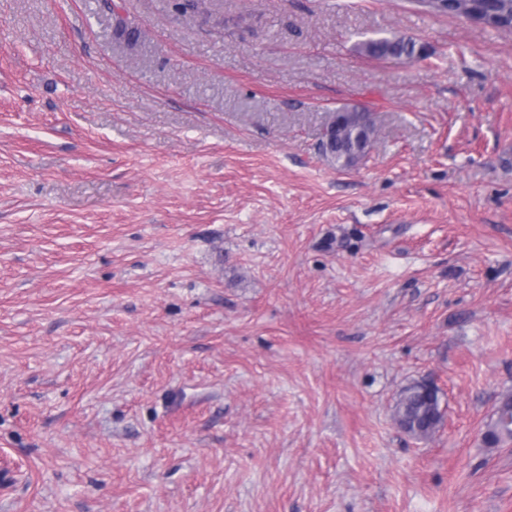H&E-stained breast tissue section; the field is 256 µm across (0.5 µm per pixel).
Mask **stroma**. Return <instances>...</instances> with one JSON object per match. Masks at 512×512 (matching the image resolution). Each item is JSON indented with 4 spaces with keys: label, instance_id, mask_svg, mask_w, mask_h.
Listing matches in <instances>:
<instances>
[{
    "label": "stroma",
    "instance_id": "obj_1",
    "mask_svg": "<svg viewBox=\"0 0 512 512\" xmlns=\"http://www.w3.org/2000/svg\"><path fill=\"white\" fill-rule=\"evenodd\" d=\"M115 2L0 0V512H512V32ZM365 54L372 59L413 58L424 52L412 38H372L362 44ZM368 111L363 108H340L330 116L325 126L322 139V150L332 162L341 168L355 165L358 149L352 147L357 143L371 145L375 132L372 120H363L361 113ZM337 115V116H336ZM440 399L433 387L415 385L405 389L395 406V419L400 429L418 438L430 437L442 422ZM496 419L486 437L493 444L512 441V394L506 395L497 407Z\"/></svg>",
    "mask_w": 512,
    "mask_h": 512
}]
</instances>
